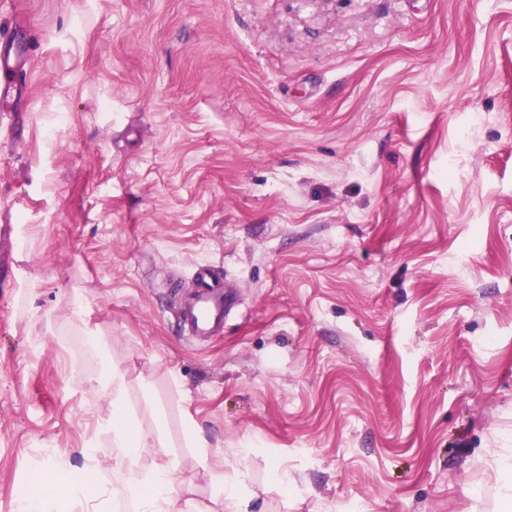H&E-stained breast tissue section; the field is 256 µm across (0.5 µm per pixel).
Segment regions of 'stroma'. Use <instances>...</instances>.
I'll use <instances>...</instances> for the list:
<instances>
[{
    "label": "stroma",
    "instance_id": "stroma-1",
    "mask_svg": "<svg viewBox=\"0 0 512 512\" xmlns=\"http://www.w3.org/2000/svg\"><path fill=\"white\" fill-rule=\"evenodd\" d=\"M2 26L0 512L86 448L136 479L91 336L133 408L150 384L181 512L219 467L250 512H512V0H0ZM204 263L241 306L199 342ZM25 52L18 48L13 53L2 54L0 56V85L2 93L8 94L13 86V81L20 73L22 57Z\"/></svg>",
    "mask_w": 512,
    "mask_h": 512
}]
</instances>
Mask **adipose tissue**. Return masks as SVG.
<instances>
[{
    "label": "adipose tissue",
    "mask_w": 512,
    "mask_h": 512,
    "mask_svg": "<svg viewBox=\"0 0 512 512\" xmlns=\"http://www.w3.org/2000/svg\"><path fill=\"white\" fill-rule=\"evenodd\" d=\"M90 344L101 363L102 383L112 392V443L122 449L125 459H139L161 443L163 417L154 412L145 423L135 416L128 407L124 373L111 366L106 345L100 337H91ZM84 455L87 462L83 468L58 466L50 481L36 494L18 501L16 512H102L105 504L118 498L130 501L134 512H178L172 463L156 464L118 489L101 478L91 460L92 450H85ZM212 483L215 495L203 512H248L244 474L227 478L217 472L212 476Z\"/></svg>",
    "instance_id": "ef3b65f1"
}]
</instances>
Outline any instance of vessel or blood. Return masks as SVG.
<instances>
[{
    "mask_svg": "<svg viewBox=\"0 0 512 512\" xmlns=\"http://www.w3.org/2000/svg\"><path fill=\"white\" fill-rule=\"evenodd\" d=\"M24 52L0 56V90L10 91L20 73ZM233 307V294L211 268L197 270L195 291L183 315L181 327L186 335L197 338H213L224 328V320Z\"/></svg>",
    "mask_w": 512,
    "mask_h": 512,
    "instance_id": "1",
    "label": "vessel or blood"
}]
</instances>
